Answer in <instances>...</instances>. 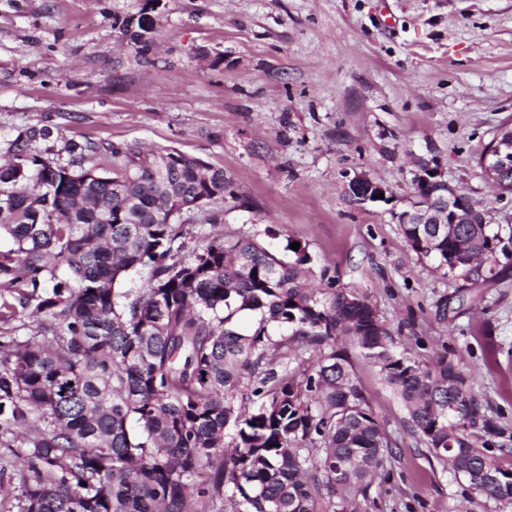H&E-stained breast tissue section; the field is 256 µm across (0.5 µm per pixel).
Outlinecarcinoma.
Segmentation results:
<instances>
[{
	"mask_svg": "<svg viewBox=\"0 0 512 512\" xmlns=\"http://www.w3.org/2000/svg\"><path fill=\"white\" fill-rule=\"evenodd\" d=\"M52 138L30 127L0 162V236L13 242L0 251V320L21 307L41 322L0 343V438L29 432L13 463L30 472L0 512H363L395 443L342 339L466 496L512 504L506 428L448 346L429 364L410 357L328 270L310 287L303 250L286 263L245 233L190 246L176 215L224 200V170L91 140L69 143L61 164ZM446 199L414 185V206ZM437 228L401 225L444 275L499 276L491 225H457L464 255ZM139 266L137 294L119 288Z\"/></svg>",
	"mask_w": 512,
	"mask_h": 512,
	"instance_id": "carcinoma-1",
	"label": "carcinoma"
}]
</instances>
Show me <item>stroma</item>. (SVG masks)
Masks as SVG:
<instances>
[{
    "label": "stroma",
    "instance_id": "35a3bbf8",
    "mask_svg": "<svg viewBox=\"0 0 512 512\" xmlns=\"http://www.w3.org/2000/svg\"><path fill=\"white\" fill-rule=\"evenodd\" d=\"M140 0H0V157L47 125L53 156L92 139L176 149L223 169L236 197L184 212L197 238L243 231L291 262L311 261L367 297L421 363L453 349L475 391L512 429V269L466 285L408 245L391 210L409 208L418 162L494 223L512 226L476 162L512 124V0H163L158 41L121 34ZM366 174L390 203L359 206L345 187ZM448 317L440 319V303ZM355 373L398 444L366 512H512L465 496L433 467L377 370Z\"/></svg>",
    "mask_w": 512,
    "mask_h": 512
}]
</instances>
